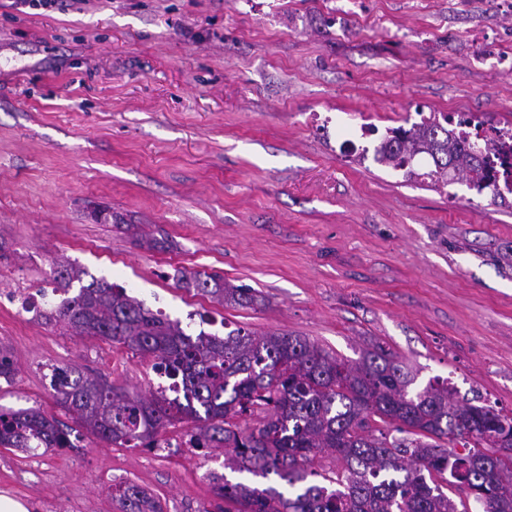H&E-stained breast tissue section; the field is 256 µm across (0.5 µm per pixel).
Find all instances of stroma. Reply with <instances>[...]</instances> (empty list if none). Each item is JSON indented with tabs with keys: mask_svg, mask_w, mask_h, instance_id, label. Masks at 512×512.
<instances>
[{
	"mask_svg": "<svg viewBox=\"0 0 512 512\" xmlns=\"http://www.w3.org/2000/svg\"><path fill=\"white\" fill-rule=\"evenodd\" d=\"M468 112L512 125V0H0V406L72 416L71 366L142 393L149 361L20 311L56 268L116 283L196 334L308 337L358 361L374 344L417 384L512 412V195L408 182L388 129ZM217 272L254 308L177 287ZM76 429L38 456L0 449V492L30 512H116L112 487L213 512L224 454Z\"/></svg>",
	"mask_w": 512,
	"mask_h": 512,
	"instance_id": "stroma-1",
	"label": "stroma"
}]
</instances>
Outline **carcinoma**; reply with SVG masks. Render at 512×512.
<instances>
[{
  "label": "carcinoma",
  "mask_w": 512,
  "mask_h": 512,
  "mask_svg": "<svg viewBox=\"0 0 512 512\" xmlns=\"http://www.w3.org/2000/svg\"><path fill=\"white\" fill-rule=\"evenodd\" d=\"M487 142L467 143L436 118L390 130L376 160L419 176L426 155L434 182L465 181L502 197L482 180ZM84 271L63 265L66 289ZM177 282L230 306L251 307L260 293L217 274H183ZM47 325L121 344L171 380L144 396L74 367L54 369L52 390L76 423L101 441L158 448L177 423L192 424L193 450H224V467L279 487L212 479L218 512H512V415L456 397L438 378L412 389L415 377L380 344L349 363L304 336L257 334L237 326L224 336L188 334L123 286L92 280L77 295L39 313ZM71 428L40 409L0 407V448L35 455L71 448ZM460 446L463 452L455 451ZM333 456L336 469L321 473ZM466 498L455 500L447 490ZM117 512H166L146 488H112Z\"/></svg>",
  "instance_id": "carcinoma-1"
}]
</instances>
